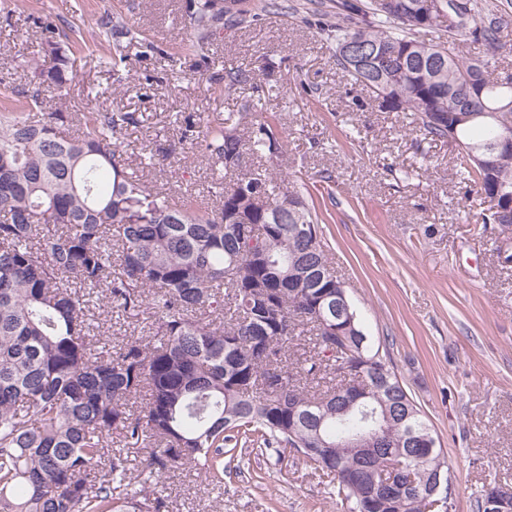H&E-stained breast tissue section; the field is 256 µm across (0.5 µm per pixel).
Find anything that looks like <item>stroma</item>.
I'll list each match as a JSON object with an SVG mask.
<instances>
[{
    "instance_id": "obj_1",
    "label": "stroma",
    "mask_w": 512,
    "mask_h": 512,
    "mask_svg": "<svg viewBox=\"0 0 512 512\" xmlns=\"http://www.w3.org/2000/svg\"><path fill=\"white\" fill-rule=\"evenodd\" d=\"M246 23L204 40L186 0H0V81H24L23 54L50 18L76 29L74 106L133 112L131 157L174 197L212 204L213 173L186 122L266 108L281 149L269 167L321 217L322 240L365 331L394 368L444 451L452 512H474L482 486H512V236L478 224L479 196L451 178L455 152L426 140L403 113L380 111L336 66L326 30L333 0H237ZM136 29L113 43L97 21ZM501 23L498 71L512 74V0H477L469 27ZM121 50L106 71L101 60ZM247 76L232 93L224 71ZM223 486L194 470L160 474L159 512H347L329 480L281 447L238 444Z\"/></svg>"
}]
</instances>
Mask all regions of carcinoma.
I'll return each mask as SVG.
<instances>
[{"label": "carcinoma", "instance_id": "obj_1", "mask_svg": "<svg viewBox=\"0 0 512 512\" xmlns=\"http://www.w3.org/2000/svg\"><path fill=\"white\" fill-rule=\"evenodd\" d=\"M337 8L336 65L425 138L455 144L456 176L489 203L482 223L512 229V202L495 194H512V150L497 147L512 85L487 75L500 26L466 31L472 0H370L374 20L360 25L358 5ZM187 13L201 39L246 22L223 0H188ZM437 27L484 55L463 60L414 36ZM45 30L49 61L0 100V512H159L157 473L189 467L221 484L237 435L302 450L348 512H422L448 460L408 442V429L431 428L361 317L339 333L314 317L343 284L315 208L259 173L214 180L211 209L153 190L154 155L133 163L121 146L135 113L42 111L75 65L65 32L49 19ZM239 125L230 116L197 131L219 173L246 149L278 150L269 116L245 134ZM92 307L146 315L153 335L114 349ZM304 337L312 354L291 358ZM356 381L380 420L373 464L399 458L418 480L395 501L350 448L365 426L350 406ZM125 448L140 450L136 463Z\"/></svg>", "mask_w": 512, "mask_h": 512}]
</instances>
